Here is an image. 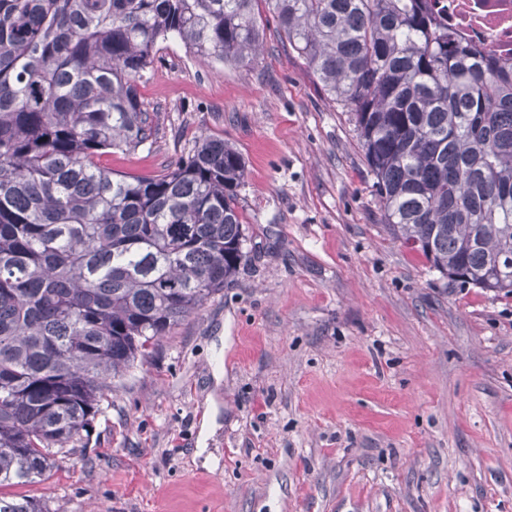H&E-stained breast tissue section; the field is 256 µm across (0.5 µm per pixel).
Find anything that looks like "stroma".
Instances as JSON below:
<instances>
[{"label": "stroma", "mask_w": 512, "mask_h": 512, "mask_svg": "<svg viewBox=\"0 0 512 512\" xmlns=\"http://www.w3.org/2000/svg\"><path fill=\"white\" fill-rule=\"evenodd\" d=\"M140 92L156 135L106 164L152 176L224 138L247 259L25 494L48 512H512V297L392 239L349 112L275 23L242 65L163 43Z\"/></svg>", "instance_id": "1"}]
</instances>
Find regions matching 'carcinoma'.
<instances>
[{"label":"carcinoma","mask_w":512,"mask_h":512,"mask_svg":"<svg viewBox=\"0 0 512 512\" xmlns=\"http://www.w3.org/2000/svg\"><path fill=\"white\" fill-rule=\"evenodd\" d=\"M263 8L351 112L390 234L512 296V66L473 59L425 0H0V489L83 446L110 380L246 257L224 139L148 178L100 159L153 140L138 78L162 43L245 63Z\"/></svg>","instance_id":"cac0c4a2"}]
</instances>
